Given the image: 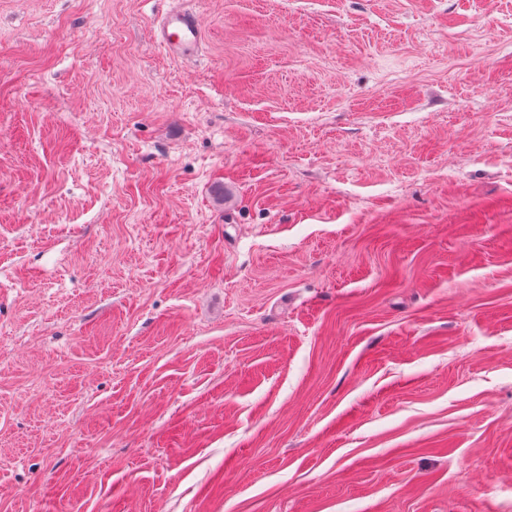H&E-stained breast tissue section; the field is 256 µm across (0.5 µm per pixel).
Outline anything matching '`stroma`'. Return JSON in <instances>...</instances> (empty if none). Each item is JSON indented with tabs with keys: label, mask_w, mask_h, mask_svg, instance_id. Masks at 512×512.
I'll use <instances>...</instances> for the list:
<instances>
[{
	"label": "stroma",
	"mask_w": 512,
	"mask_h": 512,
	"mask_svg": "<svg viewBox=\"0 0 512 512\" xmlns=\"http://www.w3.org/2000/svg\"><path fill=\"white\" fill-rule=\"evenodd\" d=\"M0 0V512H512V0ZM154 39L169 56L184 62L197 61L203 46L197 14L190 7L170 8L156 23Z\"/></svg>",
	"instance_id": "35a3bbf8"
}]
</instances>
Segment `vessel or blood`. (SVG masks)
Instances as JSON below:
<instances>
[{"mask_svg": "<svg viewBox=\"0 0 512 512\" xmlns=\"http://www.w3.org/2000/svg\"><path fill=\"white\" fill-rule=\"evenodd\" d=\"M154 39L169 56L182 61L193 62L201 55L202 28L192 8H170L156 23Z\"/></svg>", "mask_w": 512, "mask_h": 512, "instance_id": "1", "label": "vessel or blood"}]
</instances>
